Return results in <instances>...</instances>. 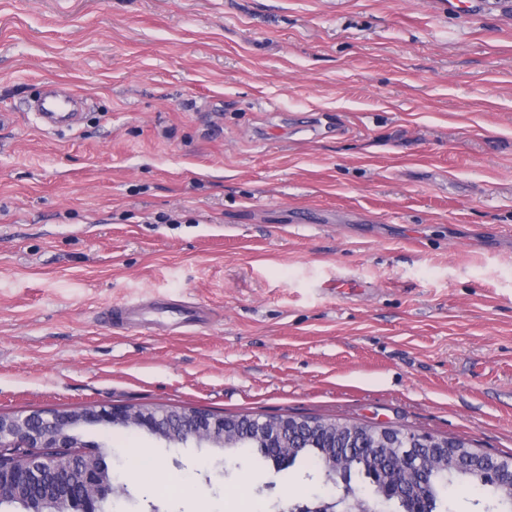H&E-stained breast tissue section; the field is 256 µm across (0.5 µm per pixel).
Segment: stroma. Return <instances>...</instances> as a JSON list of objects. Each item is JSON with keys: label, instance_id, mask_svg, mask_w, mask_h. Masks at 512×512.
<instances>
[{"label": "stroma", "instance_id": "obj_1", "mask_svg": "<svg viewBox=\"0 0 512 512\" xmlns=\"http://www.w3.org/2000/svg\"><path fill=\"white\" fill-rule=\"evenodd\" d=\"M439 2L0 0V414L312 416L512 456V0ZM49 84L84 96L74 130L28 111ZM164 299L202 323L154 325ZM107 438L119 512L324 491L82 435Z\"/></svg>", "mask_w": 512, "mask_h": 512}]
</instances>
